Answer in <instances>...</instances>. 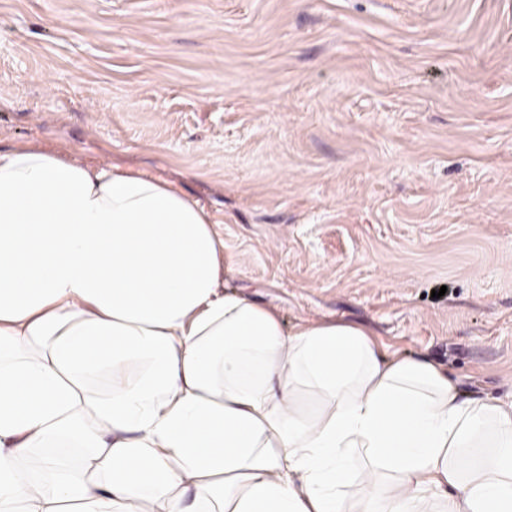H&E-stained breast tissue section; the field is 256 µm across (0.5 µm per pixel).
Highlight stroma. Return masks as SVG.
Returning <instances> with one entry per match:
<instances>
[{"instance_id": "obj_1", "label": "stroma", "mask_w": 512, "mask_h": 512, "mask_svg": "<svg viewBox=\"0 0 512 512\" xmlns=\"http://www.w3.org/2000/svg\"><path fill=\"white\" fill-rule=\"evenodd\" d=\"M171 182L220 281L512 402V0H0V149Z\"/></svg>"}]
</instances>
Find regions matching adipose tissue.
Returning <instances> with one entry per match:
<instances>
[{
	"label": "adipose tissue",
	"mask_w": 512,
	"mask_h": 512,
	"mask_svg": "<svg viewBox=\"0 0 512 512\" xmlns=\"http://www.w3.org/2000/svg\"><path fill=\"white\" fill-rule=\"evenodd\" d=\"M223 249L165 181L0 150V512H512V403L286 330Z\"/></svg>",
	"instance_id": "obj_1"
}]
</instances>
